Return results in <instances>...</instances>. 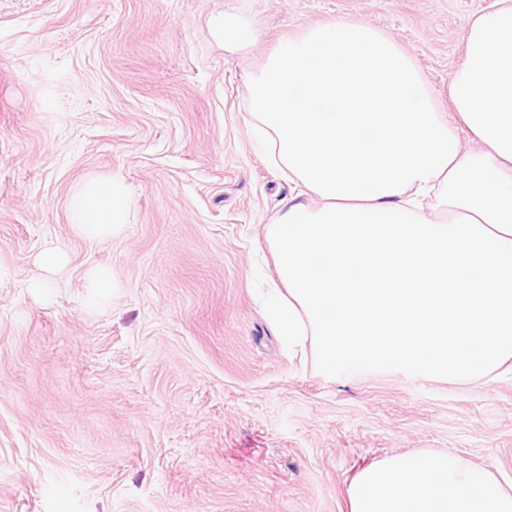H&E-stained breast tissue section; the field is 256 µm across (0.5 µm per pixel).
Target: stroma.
I'll return each instance as SVG.
<instances>
[{"mask_svg":"<svg viewBox=\"0 0 512 512\" xmlns=\"http://www.w3.org/2000/svg\"><path fill=\"white\" fill-rule=\"evenodd\" d=\"M496 0H0V512H346L390 454L450 451L512 477V374L458 383L322 373L260 294L293 186L248 124L247 79L316 22L368 23L447 87ZM258 31L225 49L213 21ZM122 177L123 233L78 237L73 188ZM69 263L27 292L47 245ZM112 267L101 310L83 277Z\"/></svg>","mask_w":512,"mask_h":512,"instance_id":"stroma-1","label":"stroma"}]
</instances>
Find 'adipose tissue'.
Instances as JSON below:
<instances>
[{"mask_svg":"<svg viewBox=\"0 0 512 512\" xmlns=\"http://www.w3.org/2000/svg\"><path fill=\"white\" fill-rule=\"evenodd\" d=\"M433 93L412 56L355 20L281 40L248 77L249 124L294 192L269 238L270 319L320 367L482 380L512 362V0L471 19ZM120 179L72 192L73 232L120 235ZM348 512H512V481L444 451L388 455Z\"/></svg>","mask_w":512,"mask_h":512,"instance_id":"obj_1","label":"adipose tissue"}]
</instances>
